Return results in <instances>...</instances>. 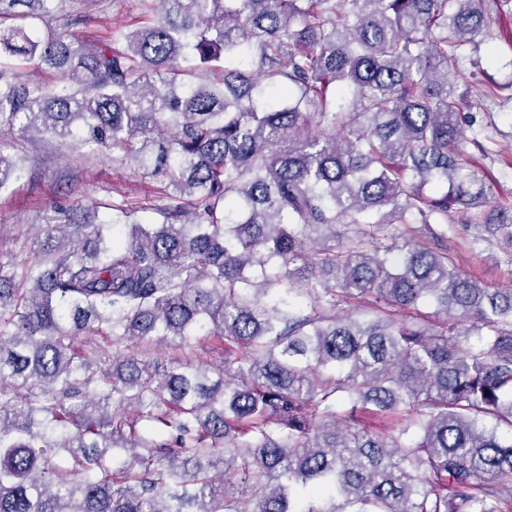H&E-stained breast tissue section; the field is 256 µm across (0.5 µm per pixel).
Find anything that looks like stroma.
Returning <instances> with one entry per match:
<instances>
[{"label": "stroma", "instance_id": "1", "mask_svg": "<svg viewBox=\"0 0 512 512\" xmlns=\"http://www.w3.org/2000/svg\"><path fill=\"white\" fill-rule=\"evenodd\" d=\"M57 8L37 31L69 28L74 34L111 35L114 46L124 47L123 35L131 24L150 13V0H56ZM490 25L465 44L451 81L468 97L462 106L473 123L466 138H478L487 150L483 160L492 178L494 204H512V0H487ZM0 147L28 156L27 168L17 182L0 193V264L24 268L37 258L45 239L44 218L56 207L101 204V216L111 217L113 202L147 204L161 188L158 179L143 176L133 165L114 159L113 151L87 147L71 150L52 135L32 139L18 130L0 131ZM467 219L451 217L449 236L455 241V260L463 272L474 274L493 288H512V261L505 255L487 260L477 256L463 230ZM140 357L167 364L175 361L224 362L214 338L188 341L168 339L141 345Z\"/></svg>", "mask_w": 512, "mask_h": 512}]
</instances>
